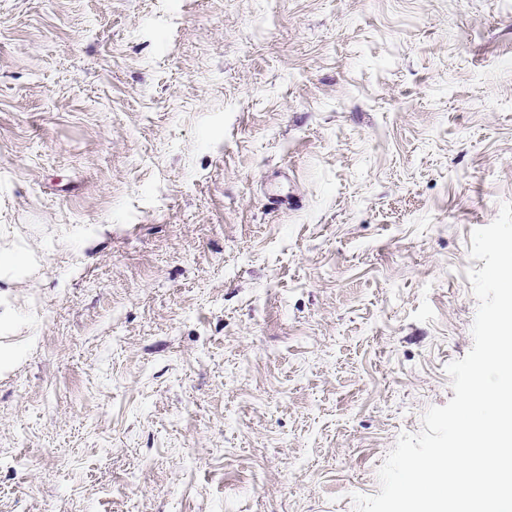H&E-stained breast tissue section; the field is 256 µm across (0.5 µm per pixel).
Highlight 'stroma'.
Instances as JSON below:
<instances>
[{"mask_svg": "<svg viewBox=\"0 0 512 512\" xmlns=\"http://www.w3.org/2000/svg\"><path fill=\"white\" fill-rule=\"evenodd\" d=\"M504 202L512 0H0V512H355Z\"/></svg>", "mask_w": 512, "mask_h": 512, "instance_id": "35a3bbf8", "label": "stroma"}]
</instances>
